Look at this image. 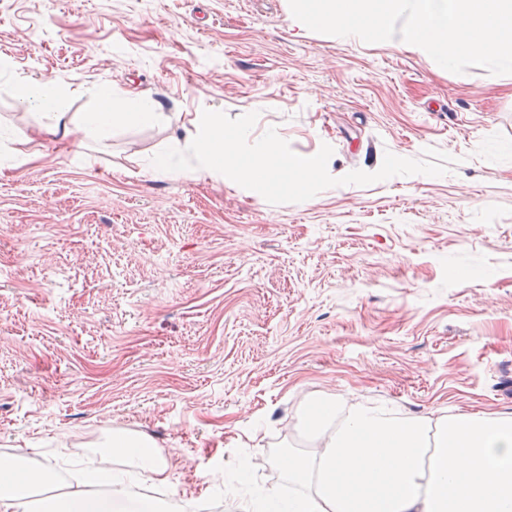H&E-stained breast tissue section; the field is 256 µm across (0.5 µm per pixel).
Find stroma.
<instances>
[{"instance_id": "obj_1", "label": "stroma", "mask_w": 512, "mask_h": 512, "mask_svg": "<svg viewBox=\"0 0 512 512\" xmlns=\"http://www.w3.org/2000/svg\"><path fill=\"white\" fill-rule=\"evenodd\" d=\"M287 2L0 0V458L100 457L124 428L232 512L245 455L292 493L271 458L307 449L311 397L512 413V75L299 36ZM26 77L55 79L68 138L16 100ZM128 97L163 120L84 135ZM205 109L258 112L301 156L331 145L335 177L388 151L455 163L281 205L147 172Z\"/></svg>"}]
</instances>
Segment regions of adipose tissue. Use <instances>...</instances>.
Listing matches in <instances>:
<instances>
[{
  "label": "adipose tissue",
  "instance_id": "obj_1",
  "mask_svg": "<svg viewBox=\"0 0 512 512\" xmlns=\"http://www.w3.org/2000/svg\"><path fill=\"white\" fill-rule=\"evenodd\" d=\"M16 96L50 120L51 133L69 136L55 80H20ZM161 118L156 101L134 98L124 100L121 115L104 109L84 113L82 121L86 131L102 135L117 119L147 125ZM299 422L314 451L274 459L296 493L251 487V467L241 462L224 471L235 512H512L511 414L409 416L322 397L302 410ZM110 444L111 467L77 472L78 491L48 497L41 491L57 484L58 461L1 460L0 512H194L193 501L177 493L141 492L144 482H168L169 464L147 438L120 428Z\"/></svg>",
  "mask_w": 512,
  "mask_h": 512
}]
</instances>
